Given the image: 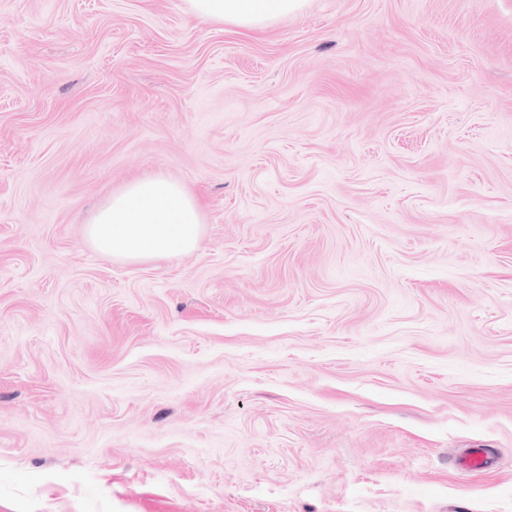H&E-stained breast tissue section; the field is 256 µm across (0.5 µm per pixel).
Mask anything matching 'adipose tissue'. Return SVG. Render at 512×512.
<instances>
[{
  "label": "adipose tissue",
  "mask_w": 512,
  "mask_h": 512,
  "mask_svg": "<svg viewBox=\"0 0 512 512\" xmlns=\"http://www.w3.org/2000/svg\"><path fill=\"white\" fill-rule=\"evenodd\" d=\"M204 21L262 30L299 13L306 0H184ZM203 208L181 182L151 175L133 180L100 206L85 228L102 254L127 261L175 257L196 249L203 233Z\"/></svg>",
  "instance_id": "ef3b65f1"
}]
</instances>
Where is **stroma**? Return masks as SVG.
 <instances>
[{"instance_id": "1", "label": "stroma", "mask_w": 512, "mask_h": 512, "mask_svg": "<svg viewBox=\"0 0 512 512\" xmlns=\"http://www.w3.org/2000/svg\"><path fill=\"white\" fill-rule=\"evenodd\" d=\"M148 174L198 247L100 254ZM147 497L512 512V0H0V512ZM187 11L204 21L226 22L262 30L288 15L301 12L306 0H184ZM458 463L473 473L487 471L495 465L491 452L486 448H470L458 458Z\"/></svg>"}]
</instances>
